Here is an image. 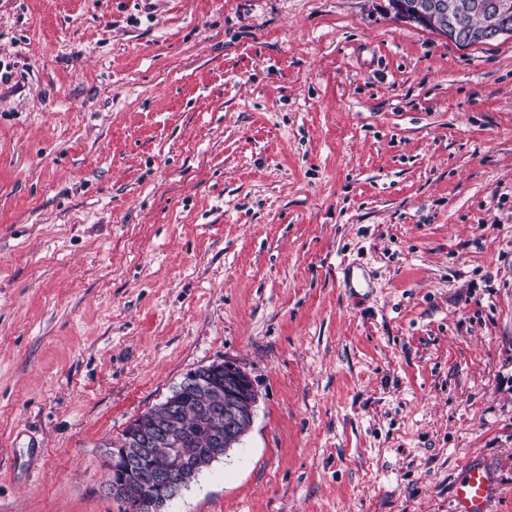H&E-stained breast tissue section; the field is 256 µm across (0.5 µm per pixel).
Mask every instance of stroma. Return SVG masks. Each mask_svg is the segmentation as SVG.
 <instances>
[{
	"instance_id": "stroma-1",
	"label": "stroma",
	"mask_w": 512,
	"mask_h": 512,
	"mask_svg": "<svg viewBox=\"0 0 512 512\" xmlns=\"http://www.w3.org/2000/svg\"><path fill=\"white\" fill-rule=\"evenodd\" d=\"M0 512H125L105 450L229 360L168 512H512V37L388 0H0ZM491 478L483 466L470 467L454 489L458 512H489Z\"/></svg>"
}]
</instances>
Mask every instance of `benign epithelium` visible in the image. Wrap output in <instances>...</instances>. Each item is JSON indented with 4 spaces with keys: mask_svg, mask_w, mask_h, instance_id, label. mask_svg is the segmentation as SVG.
Listing matches in <instances>:
<instances>
[{
    "mask_svg": "<svg viewBox=\"0 0 512 512\" xmlns=\"http://www.w3.org/2000/svg\"><path fill=\"white\" fill-rule=\"evenodd\" d=\"M425 13L441 21L442 28H459L457 11L444 0H428ZM208 388L219 396L224 406V435L212 438L207 456L217 460L239 444L250 429L258 402V394L248 373L232 361L213 363L189 372L179 391ZM168 423L150 430L132 428L106 449L108 478L106 493L115 497H131L135 512H167L168 503L196 477V465L182 449L178 418L183 403L176 394L165 401ZM169 445L158 457L153 447Z\"/></svg>",
    "mask_w": 512,
    "mask_h": 512,
    "instance_id": "obj_1",
    "label": "benign epithelium"
}]
</instances>
